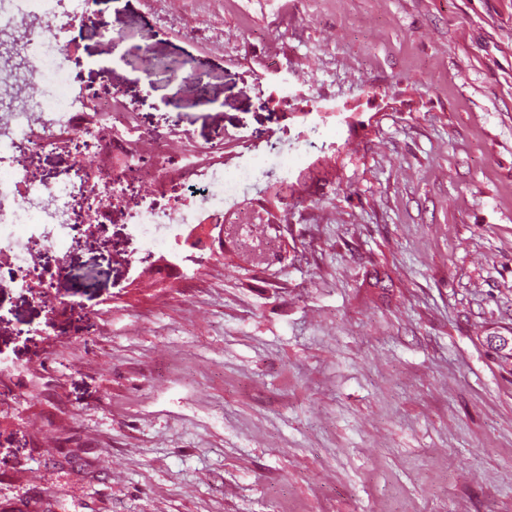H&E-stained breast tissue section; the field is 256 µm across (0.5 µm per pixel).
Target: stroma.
Listing matches in <instances>:
<instances>
[{
  "label": "stroma",
  "mask_w": 512,
  "mask_h": 512,
  "mask_svg": "<svg viewBox=\"0 0 512 512\" xmlns=\"http://www.w3.org/2000/svg\"><path fill=\"white\" fill-rule=\"evenodd\" d=\"M94 2L84 91L230 169L283 142L295 193L277 230L268 175L226 201L186 288L137 286L126 224L68 251L55 327L0 288V512H512V0Z\"/></svg>",
  "instance_id": "obj_1"
}]
</instances>
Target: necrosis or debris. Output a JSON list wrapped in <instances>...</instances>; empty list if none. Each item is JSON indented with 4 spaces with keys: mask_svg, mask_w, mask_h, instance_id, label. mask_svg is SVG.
I'll return each mask as SVG.
<instances>
[{
    "mask_svg": "<svg viewBox=\"0 0 512 512\" xmlns=\"http://www.w3.org/2000/svg\"><path fill=\"white\" fill-rule=\"evenodd\" d=\"M93 0H0V265L29 288H59L64 256L101 224H130L149 247L178 245L189 224H220L224 201L250 185L255 164L224 170L211 147L182 142L175 132L139 126L121 97L88 105L73 96L79 76L66 66L71 30L89 21ZM72 152L66 182L33 174L28 162L44 152ZM151 197L134 195L139 184Z\"/></svg>",
    "mask_w": 512,
    "mask_h": 512,
    "instance_id": "necrosis-or-debris-1",
    "label": "necrosis or debris"
}]
</instances>
